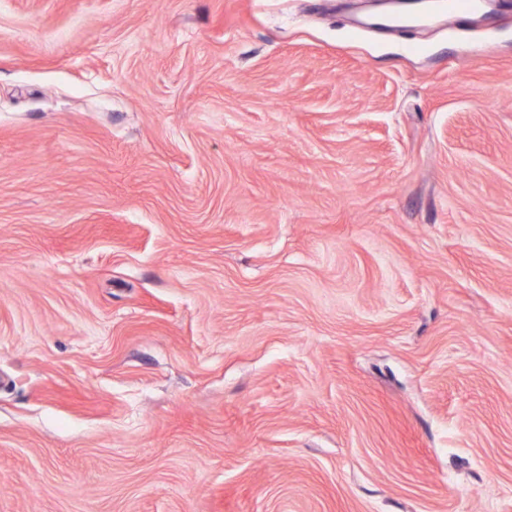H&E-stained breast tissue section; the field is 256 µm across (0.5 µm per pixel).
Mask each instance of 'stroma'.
I'll list each match as a JSON object with an SVG mask.
<instances>
[{
  "instance_id": "stroma-1",
  "label": "stroma",
  "mask_w": 512,
  "mask_h": 512,
  "mask_svg": "<svg viewBox=\"0 0 512 512\" xmlns=\"http://www.w3.org/2000/svg\"><path fill=\"white\" fill-rule=\"evenodd\" d=\"M0 0V512H512V0ZM484 0H436V2H425L419 10H412L402 4L396 14L389 17L383 23L387 29L402 27L410 22H423L430 20L439 12H454L464 16L479 12L483 7Z\"/></svg>"
}]
</instances>
